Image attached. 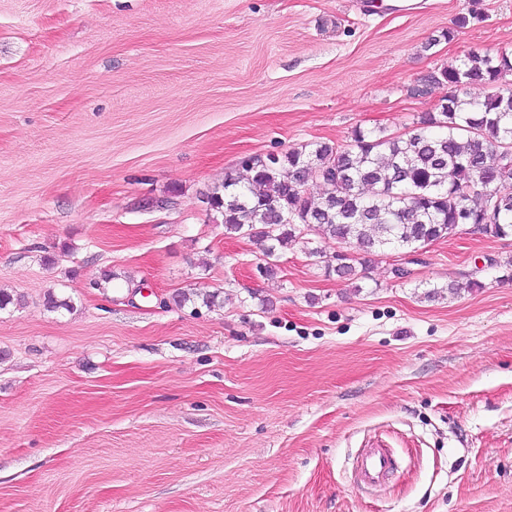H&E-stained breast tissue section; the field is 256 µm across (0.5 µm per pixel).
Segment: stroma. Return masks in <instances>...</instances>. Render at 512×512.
Here are the masks:
<instances>
[{"instance_id": "1", "label": "stroma", "mask_w": 512, "mask_h": 512, "mask_svg": "<svg viewBox=\"0 0 512 512\" xmlns=\"http://www.w3.org/2000/svg\"><path fill=\"white\" fill-rule=\"evenodd\" d=\"M394 2L0 0V512H512V236L354 284L205 202L512 51V0ZM396 465L388 448H364L357 461L360 485L369 488L380 484Z\"/></svg>"}]
</instances>
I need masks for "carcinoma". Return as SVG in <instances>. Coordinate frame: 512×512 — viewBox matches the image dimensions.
<instances>
[{
  "label": "carcinoma",
  "instance_id": "obj_1",
  "mask_svg": "<svg viewBox=\"0 0 512 512\" xmlns=\"http://www.w3.org/2000/svg\"><path fill=\"white\" fill-rule=\"evenodd\" d=\"M509 74L511 53H471L425 77L427 83L448 85L450 93L407 132L357 128L345 144L317 143L270 163L256 157L245 164L246 180L226 175L207 202L221 214L227 233L250 239L268 257L278 245L306 239L305 229L339 244L353 241L368 259L391 247L416 253L447 237L460 209L484 214L491 192L504 194L496 224L497 237H507L512 234V167L496 166L494 159L512 152V89L501 87ZM477 80L492 92L482 99L461 94ZM310 180L324 187L316 200L306 194ZM368 186L370 195L364 193ZM309 255L341 279L361 278L353 255L338 261L318 247Z\"/></svg>",
  "mask_w": 512,
  "mask_h": 512
}]
</instances>
